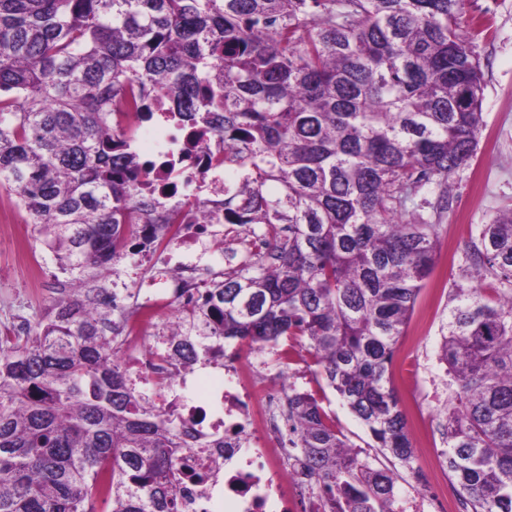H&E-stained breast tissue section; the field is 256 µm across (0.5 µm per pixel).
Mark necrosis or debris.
<instances>
[{
  "label": "necrosis or debris",
  "instance_id": "necrosis-or-debris-1",
  "mask_svg": "<svg viewBox=\"0 0 512 512\" xmlns=\"http://www.w3.org/2000/svg\"><path fill=\"white\" fill-rule=\"evenodd\" d=\"M135 143H150L145 154L153 168L149 194L183 204V220L169 239L153 238L150 225L139 229L138 256L149 271L128 282L113 278V294H135V309L119 322L126 349L121 367L154 406L173 421L184 448L176 482L177 512H320L317 477L285 432L288 396L296 390L298 369L286 352L293 338L254 355L242 343L232 352L210 348L213 365L206 393H199L193 370L171 364L172 338L162 334L144 343L145 333L168 312L184 320L193 308L199 284L213 268L206 244L215 239L242 243L243 230L224 229V154L213 150V133L177 121L128 117ZM205 204L209 223L199 222ZM223 438L220 448L211 447Z\"/></svg>",
  "mask_w": 512,
  "mask_h": 512
}]
</instances>
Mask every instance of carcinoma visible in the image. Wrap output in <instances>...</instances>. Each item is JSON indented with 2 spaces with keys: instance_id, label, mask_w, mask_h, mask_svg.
<instances>
[{
  "instance_id": "carcinoma-1",
  "label": "carcinoma",
  "mask_w": 512,
  "mask_h": 512,
  "mask_svg": "<svg viewBox=\"0 0 512 512\" xmlns=\"http://www.w3.org/2000/svg\"><path fill=\"white\" fill-rule=\"evenodd\" d=\"M462 3L0 0V186L70 285L0 334V512H176L179 434L121 368L106 286L137 225L163 239L180 218L140 201L150 163L128 144L130 112L217 133L242 172L224 185V223L288 225L272 257L204 284L171 359L303 336L372 447L413 469L395 355L435 270L448 180L484 123ZM485 280L489 296L472 286ZM447 305L448 478L462 512H512V207L476 226ZM288 406L332 512H390L394 472L351 452L313 394Z\"/></svg>"
}]
</instances>
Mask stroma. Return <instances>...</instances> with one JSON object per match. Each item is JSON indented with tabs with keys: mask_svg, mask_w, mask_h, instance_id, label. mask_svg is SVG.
Segmentation results:
<instances>
[{
	"mask_svg": "<svg viewBox=\"0 0 512 512\" xmlns=\"http://www.w3.org/2000/svg\"><path fill=\"white\" fill-rule=\"evenodd\" d=\"M462 34L472 38L484 78L482 112L485 125L477 152L449 181L450 205L442 223L437 266L422 289L401 340L413 349L414 376L399 395H410L431 426L427 446L419 453L440 484H447L442 465L443 444L436 429L443 397V368L438 362L441 324L448 315L447 296L453 277L476 225L486 223L498 209L512 205V0H464L459 14ZM55 260L35 239L33 227L9 189L0 187V331L16 332L36 321L57 299ZM309 391L323 406L348 442L376 466L391 467L390 459L370 445L363 425L332 394L319 374H311Z\"/></svg>",
	"mask_w": 512,
	"mask_h": 512,
	"instance_id": "1",
	"label": "stroma"
}]
</instances>
